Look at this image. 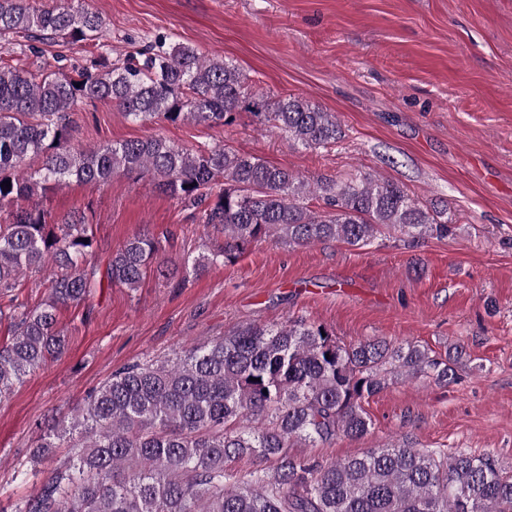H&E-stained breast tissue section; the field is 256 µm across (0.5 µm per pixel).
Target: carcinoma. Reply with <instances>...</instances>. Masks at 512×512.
<instances>
[{
  "label": "carcinoma",
  "instance_id": "obj_1",
  "mask_svg": "<svg viewBox=\"0 0 512 512\" xmlns=\"http://www.w3.org/2000/svg\"><path fill=\"white\" fill-rule=\"evenodd\" d=\"M102 28L101 15L79 5L0 0V37L22 35V53L56 36L92 42ZM84 101L140 122L226 126L245 111L312 150L342 138L335 113L296 96L253 94L237 65L183 43L160 39L135 59L76 78L0 65V209L29 201L0 224V297L8 298L0 322L13 328L0 343V402L25 373L63 352L59 309L103 287L92 225L76 217L46 222L37 196L50 185L74 179L100 187L118 173L148 174L197 210L201 223L224 229L223 246L174 265L187 276L264 236L290 246L363 247L386 234L414 244L453 233L442 219L448 204L428 208L399 183L369 174L309 182L225 145L193 153L157 134L73 147L72 112ZM39 156L42 166L28 171L27 160ZM158 255L150 233L129 238L112 252L107 282L134 289L153 266L165 274ZM48 262L59 273L48 299L32 308L16 293L18 277ZM461 355L456 346L438 359L419 344L383 337L346 345L297 319L249 324L171 359L133 363L43 435L34 461L53 462L62 442L68 458L12 512H512V472L487 453L442 456L402 443L323 465L289 452L299 442L363 436L371 425L365 398L392 378L446 384ZM244 457L272 458L275 466L243 475L226 468Z\"/></svg>",
  "mask_w": 512,
  "mask_h": 512
}]
</instances>
